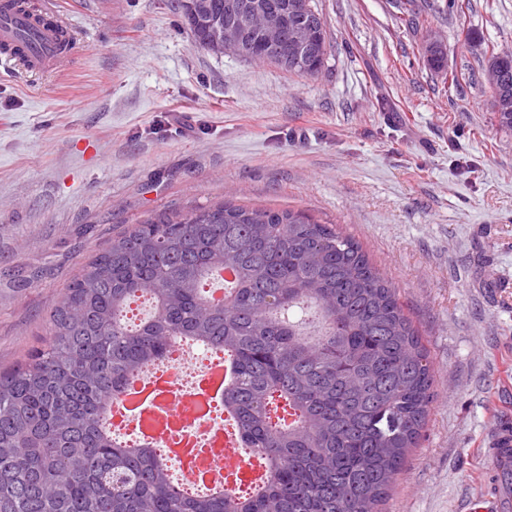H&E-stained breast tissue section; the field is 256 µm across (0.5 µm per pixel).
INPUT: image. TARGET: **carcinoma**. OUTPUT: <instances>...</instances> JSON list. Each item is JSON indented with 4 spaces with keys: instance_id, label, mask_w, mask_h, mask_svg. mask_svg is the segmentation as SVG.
<instances>
[{
    "instance_id": "obj_1",
    "label": "carcinoma",
    "mask_w": 512,
    "mask_h": 512,
    "mask_svg": "<svg viewBox=\"0 0 512 512\" xmlns=\"http://www.w3.org/2000/svg\"><path fill=\"white\" fill-rule=\"evenodd\" d=\"M220 267L237 281L210 306L202 286ZM172 336L234 359L223 406L269 477L248 497L188 494L156 447L102 424ZM434 384L397 289L339 225L224 202L154 215L82 265L46 345L0 374V512H380ZM279 401L292 424L270 422Z\"/></svg>"
}]
</instances>
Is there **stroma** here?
Listing matches in <instances>:
<instances>
[{"label": "stroma", "instance_id": "35a3bbf8", "mask_svg": "<svg viewBox=\"0 0 512 512\" xmlns=\"http://www.w3.org/2000/svg\"><path fill=\"white\" fill-rule=\"evenodd\" d=\"M78 44L66 68L0 64V371L49 337L88 257L148 216L233 202L354 236L398 291L435 378L384 512H469L512 422V131L485 65L512 0H313L331 53L298 78L215 54L175 0H37ZM444 43L449 86L427 64Z\"/></svg>", "mask_w": 512, "mask_h": 512}]
</instances>
